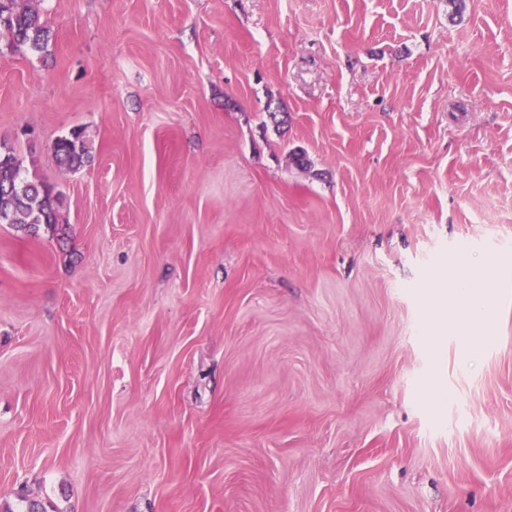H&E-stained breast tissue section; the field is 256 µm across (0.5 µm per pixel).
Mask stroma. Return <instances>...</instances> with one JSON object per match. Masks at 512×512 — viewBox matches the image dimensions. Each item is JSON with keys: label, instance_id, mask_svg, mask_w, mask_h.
<instances>
[{"label": "stroma", "instance_id": "obj_1", "mask_svg": "<svg viewBox=\"0 0 512 512\" xmlns=\"http://www.w3.org/2000/svg\"><path fill=\"white\" fill-rule=\"evenodd\" d=\"M30 3L0 142L67 234L0 224V512H512V0ZM52 151L61 168L68 172L79 170L90 159V147L80 129L56 139ZM495 280L496 275L471 267L455 275V297L465 303V315L453 327L460 336L461 351L467 358L481 350L486 343L485 337L476 336V330L487 316L485 299L488 288H492Z\"/></svg>", "mask_w": 512, "mask_h": 512}]
</instances>
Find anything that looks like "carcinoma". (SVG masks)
<instances>
[{
    "instance_id": "carcinoma-1",
    "label": "carcinoma",
    "mask_w": 512,
    "mask_h": 512,
    "mask_svg": "<svg viewBox=\"0 0 512 512\" xmlns=\"http://www.w3.org/2000/svg\"><path fill=\"white\" fill-rule=\"evenodd\" d=\"M52 39L53 33L39 11L25 0H0V57L18 45L43 53ZM52 151L68 172L79 170L90 159V147L79 129L56 139ZM62 207L60 195L29 178L13 150L0 151V215L5 223L24 231L41 224L55 227L61 223Z\"/></svg>"
}]
</instances>
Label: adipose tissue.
Wrapping results in <instances>:
<instances>
[{"instance_id": "ef3b65f1", "label": "adipose tissue", "mask_w": 512, "mask_h": 512, "mask_svg": "<svg viewBox=\"0 0 512 512\" xmlns=\"http://www.w3.org/2000/svg\"><path fill=\"white\" fill-rule=\"evenodd\" d=\"M495 280V275L475 269L455 276V296L465 304L464 317L454 324L463 355H473L484 345L483 339L477 337L476 331L487 316L486 295Z\"/></svg>"}]
</instances>
